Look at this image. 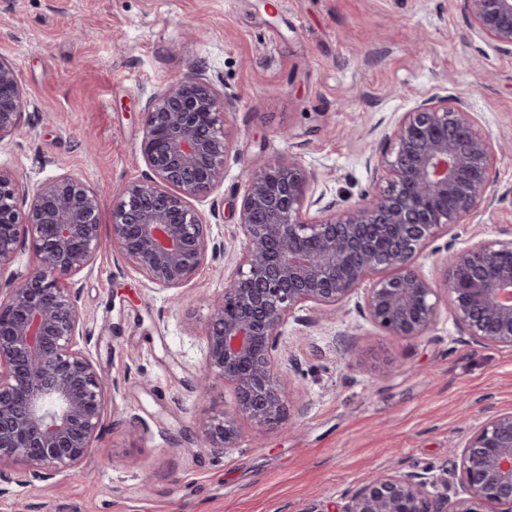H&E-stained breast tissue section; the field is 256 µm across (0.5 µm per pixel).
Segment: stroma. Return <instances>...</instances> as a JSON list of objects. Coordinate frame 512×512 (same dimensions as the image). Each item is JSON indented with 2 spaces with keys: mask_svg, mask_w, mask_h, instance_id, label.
<instances>
[{
  "mask_svg": "<svg viewBox=\"0 0 512 512\" xmlns=\"http://www.w3.org/2000/svg\"><path fill=\"white\" fill-rule=\"evenodd\" d=\"M0 55L26 112L0 167L32 189L73 176L102 200L101 248L75 289L84 349L110 385L94 450L46 482L9 469L0 512H332L376 469L438 470L471 426L512 409V348L469 343L449 305L426 336L401 340L357 300L334 313L305 303L283 328L295 363L279 375L304 410L299 430L244 417L236 448L196 442L234 402L224 380L197 388L202 296L242 255L250 173L291 159L325 202L358 201L367 157L433 95L512 135V54L478 36L458 0H0ZM194 66L232 101V149L213 203L199 205L217 249L185 290H162L113 253L110 212L146 171L143 102ZM492 189L494 204L451 230L457 246L512 225V161L497 163Z\"/></svg>",
  "mask_w": 512,
  "mask_h": 512,
  "instance_id": "stroma-1",
  "label": "stroma"
}]
</instances>
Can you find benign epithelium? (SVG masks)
I'll use <instances>...</instances> for the list:
<instances>
[{
	"mask_svg": "<svg viewBox=\"0 0 512 512\" xmlns=\"http://www.w3.org/2000/svg\"><path fill=\"white\" fill-rule=\"evenodd\" d=\"M480 36L512 54V0H460ZM231 102L196 68L151 93L142 109L147 170L112 201V251L146 281L180 289L216 250L193 206L224 181L231 151L223 110ZM25 123L23 89L0 56V142ZM512 143L482 132L460 100L429 98L396 119L376 154L372 188L356 203L320 206L311 176L275 160L250 175L238 227L236 270L209 303L200 390L220 378L232 411L208 425L204 447H236L237 419L273 422L290 393L274 374L292 356L282 328L300 304L336 309L364 284L360 307L399 339L427 335L441 300L468 342L512 347V228L503 238L447 247L442 286L419 260L431 241L495 201L491 173ZM99 196L59 176L26 190L0 169V271L32 244L34 267L0 292V483L17 466L48 481L93 448L107 386L82 347L89 339L72 280L91 271L100 247ZM333 512H512V411L495 413L450 451L434 479L388 467L370 474Z\"/></svg>",
	"mask_w": 512,
	"mask_h": 512,
	"instance_id": "benign-epithelium-1",
	"label": "benign epithelium"
}]
</instances>
